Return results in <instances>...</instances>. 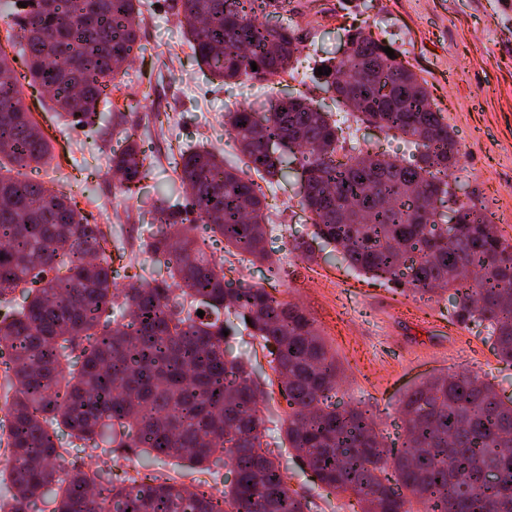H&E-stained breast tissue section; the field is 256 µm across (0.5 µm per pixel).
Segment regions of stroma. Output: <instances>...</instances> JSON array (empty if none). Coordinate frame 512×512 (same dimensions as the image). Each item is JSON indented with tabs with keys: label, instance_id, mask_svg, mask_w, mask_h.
I'll return each instance as SVG.
<instances>
[{
	"label": "stroma",
	"instance_id": "35a3bbf8",
	"mask_svg": "<svg viewBox=\"0 0 512 512\" xmlns=\"http://www.w3.org/2000/svg\"><path fill=\"white\" fill-rule=\"evenodd\" d=\"M141 11L140 50L96 133L62 118L43 91L23 89L57 156L56 165L32 171V178L71 189L91 223L111 225L113 243L137 273L149 278L155 270L142 251L144 216L159 192L174 188L180 149H226V108L266 101L280 87L322 100L312 72L320 60L341 56L358 26L391 37L403 60L426 79L435 108L461 146L453 178L485 206L497 233L512 239V0H282L281 15L297 25L301 42L297 68L280 86L265 80L220 83L186 44L175 0H142ZM129 134L154 157L152 175L136 198L122 191L110 164L112 151ZM261 188L269 203L268 246L281 266L273 294L299 306L314 323L343 368L337 401L369 407L387 445L402 441L400 397L440 373H478L501 398H512V366L497 358L487 329L455 319L450 293L405 296L357 274L337 262L332 246L313 238L296 181ZM296 236L310 239L313 262L290 253ZM235 350L268 393L265 440L275 442L287 410L277 377L257 340L240 335ZM280 453L290 489L310 501L312 512H356L355 496L321 485L292 449Z\"/></svg>",
	"mask_w": 512,
	"mask_h": 512
}]
</instances>
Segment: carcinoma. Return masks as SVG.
I'll use <instances>...</instances> for the list:
<instances>
[{"mask_svg": "<svg viewBox=\"0 0 512 512\" xmlns=\"http://www.w3.org/2000/svg\"><path fill=\"white\" fill-rule=\"evenodd\" d=\"M26 7H21V4ZM195 59L223 82L288 75L295 27H267L278 0H177ZM19 17L24 72L0 52V319L3 403L9 410L0 512H312L288 486L287 468L263 445L264 391L231 343L241 333L271 357L288 413L280 437L316 480L357 497L360 512H512V403L476 374L441 373L399 400L404 441L387 447L376 418L336 406L340 368L297 306L266 288L224 279L213 251L248 255L276 280L267 248L270 181L301 158L299 194L312 235L353 270L425 295L453 294V314L492 330L512 364V241L449 182L458 163L454 129L425 80L391 46L358 30L349 51L324 61L316 82L336 109L410 149L408 161L351 146L336 159L343 128L334 113L296 93L224 113L236 164L206 148L179 151L187 196L151 210L144 251L159 277L121 275L112 226L91 224L77 197L26 177L54 159L23 104L28 84L93 128L97 111L138 41L140 0H10ZM256 63L257 70L251 69ZM128 195L153 161L132 137L112 151ZM458 216L448 225L445 211ZM205 315L200 317L197 311ZM228 335H223V331ZM104 443L210 469L224 460L236 479L223 491H187L161 474L114 479L110 468L74 465Z\"/></svg>", "mask_w": 512, "mask_h": 512, "instance_id": "carcinoma-1", "label": "carcinoma"}]
</instances>
